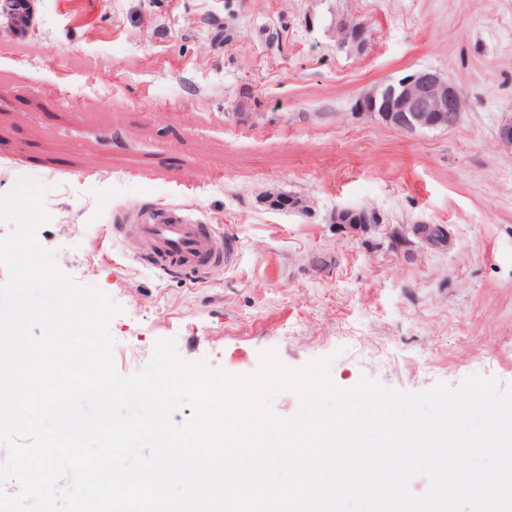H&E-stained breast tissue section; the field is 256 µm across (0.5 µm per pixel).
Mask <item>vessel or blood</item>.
Here are the masks:
<instances>
[{"instance_id": "obj_1", "label": "vessel or blood", "mask_w": 512, "mask_h": 512, "mask_svg": "<svg viewBox=\"0 0 512 512\" xmlns=\"http://www.w3.org/2000/svg\"><path fill=\"white\" fill-rule=\"evenodd\" d=\"M124 236L139 240L142 257L150 258L162 269L175 272H201L229 262L230 243L209 225L192 221L184 209L167 207L153 214L144 224H124Z\"/></svg>"}]
</instances>
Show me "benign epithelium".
<instances>
[{"mask_svg":"<svg viewBox=\"0 0 512 512\" xmlns=\"http://www.w3.org/2000/svg\"><path fill=\"white\" fill-rule=\"evenodd\" d=\"M339 44L343 47L359 45L364 32L358 28L342 27L338 31ZM378 88L365 91L358 100V109L379 116L386 124L403 132L420 129L451 128L462 114L463 100L456 85L443 74L426 69L398 81L377 104ZM339 224H378L380 218L374 211L346 208L336 213Z\"/></svg>","mask_w":512,"mask_h":512,"instance_id":"benign-epithelium-1","label":"benign epithelium"}]
</instances>
